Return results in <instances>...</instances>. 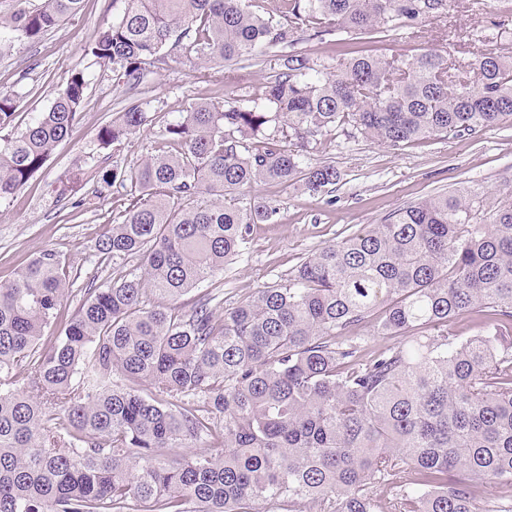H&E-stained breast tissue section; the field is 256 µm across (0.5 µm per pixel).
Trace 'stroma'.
<instances>
[{
  "mask_svg": "<svg viewBox=\"0 0 512 512\" xmlns=\"http://www.w3.org/2000/svg\"><path fill=\"white\" fill-rule=\"evenodd\" d=\"M119 11L112 0H87L82 12L48 31L39 43L18 44L0 54V90L20 93L16 124L21 128L50 106L72 71H84L89 79L72 134L27 184L0 203V281L10 279L15 269L46 248L55 250L80 282L92 276L107 278L112 269L100 265L96 243L130 197L125 188L106 185L104 172L115 166L135 169L155 152L159 131L178 120L188 103L220 105L228 97L261 95L279 69L273 50L260 65L228 67L202 64L177 50L137 90L128 91L112 75L103 74L87 53L98 31L111 25ZM447 27L459 33L451 47L441 40ZM425 29L426 37L419 41L413 40L409 28L401 27L375 43H343L335 34L316 37L298 30L294 48L314 59L341 50L352 56H416L444 49L463 59L483 41L501 55L512 56V0H456L446 21H429ZM132 98L145 103L148 125L121 149L99 148V127ZM307 158L315 166H334L339 182L322 196L297 186L253 187V195L276 207L278 214L273 222L252 225L243 256L212 279V287L224 291V304L216 308V315L281 281L322 247L365 225L381 223L404 206L467 186L493 195L511 190L512 121L473 135L431 138L398 150L336 131L323 136ZM79 166L87 171L89 181L77 187L76 195L90 197L91 202L75 209L58 196L56 188L68 171Z\"/></svg>",
  "mask_w": 512,
  "mask_h": 512,
  "instance_id": "stroma-1",
  "label": "stroma"
}]
</instances>
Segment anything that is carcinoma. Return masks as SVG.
I'll list each match as a JSON object with an SVG mask.
<instances>
[{
    "mask_svg": "<svg viewBox=\"0 0 512 512\" xmlns=\"http://www.w3.org/2000/svg\"><path fill=\"white\" fill-rule=\"evenodd\" d=\"M0 51L36 43L84 0H11ZM88 47L130 91L167 52L280 70L262 98L191 103L160 140L179 146L107 184L131 203L96 244L140 273L87 282L45 249L0 284V512H512V191L442 193L321 248L288 278L214 315L220 292L181 296L242 255L277 209L258 182L330 191L340 174L305 162L332 131L399 149L512 119V58L477 50L417 57L339 53L316 61L293 32L375 38L448 12L450 0H113ZM88 79L71 73L51 106L15 130L0 91V202L71 134ZM148 122L136 99L101 125L116 148ZM292 145H285V140ZM459 319L474 336L449 332ZM368 324L392 343L370 347ZM430 336H419L420 330ZM203 443V450L182 449Z\"/></svg>",
    "mask_w": 512,
    "mask_h": 512,
    "instance_id": "1",
    "label": "carcinoma"
}]
</instances>
